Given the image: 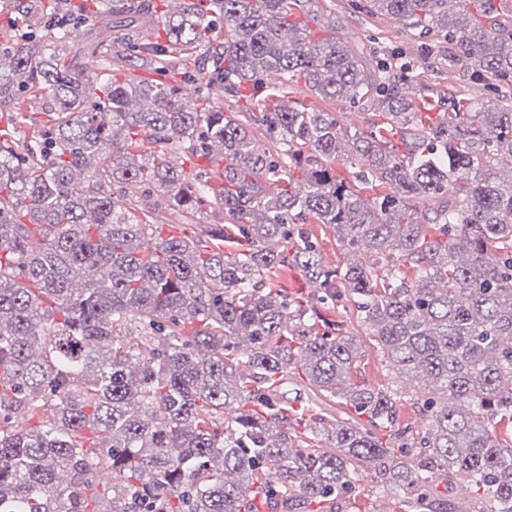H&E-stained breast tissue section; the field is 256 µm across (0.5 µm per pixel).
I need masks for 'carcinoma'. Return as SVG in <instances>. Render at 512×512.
<instances>
[{
    "mask_svg": "<svg viewBox=\"0 0 512 512\" xmlns=\"http://www.w3.org/2000/svg\"><path fill=\"white\" fill-rule=\"evenodd\" d=\"M16 2L41 18L39 0ZM497 2L362 0L429 38L414 57L350 49L328 0H193L165 16V42L89 74L65 62L58 25L0 49V106L38 88L57 112L40 138L0 142V512H333L360 471L380 495L410 492L411 512H452L448 478L474 484L481 512H512V13ZM445 41L473 62L469 81L451 66L419 79ZM142 53L162 79L135 74ZM191 66L229 96L257 91L266 145L248 119L180 94ZM472 82L495 101L478 104ZM308 91L378 100L384 124L345 136L294 98ZM344 137L371 201L331 166ZM106 141L112 158L90 166ZM214 141L221 187L168 160L178 144L208 159ZM126 182L189 217L217 205L225 223L162 237L114 200ZM311 222L345 232L342 267L290 230ZM285 265L320 282L318 306L266 286ZM321 307L428 386L425 430L352 379L364 341Z\"/></svg>",
    "mask_w": 512,
    "mask_h": 512,
    "instance_id": "obj_1",
    "label": "carcinoma"
}]
</instances>
